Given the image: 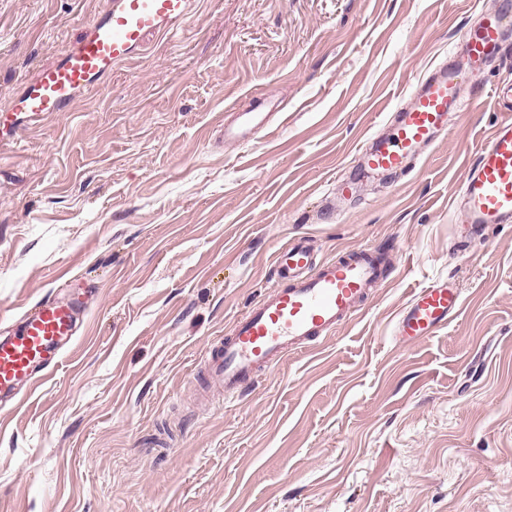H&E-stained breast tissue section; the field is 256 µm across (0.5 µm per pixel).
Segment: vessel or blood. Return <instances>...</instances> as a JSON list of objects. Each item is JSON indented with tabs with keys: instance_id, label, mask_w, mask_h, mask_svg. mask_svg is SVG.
I'll list each match as a JSON object with an SVG mask.
<instances>
[{
	"instance_id": "vessel-or-blood-1",
	"label": "vessel or blood",
	"mask_w": 512,
	"mask_h": 512,
	"mask_svg": "<svg viewBox=\"0 0 512 512\" xmlns=\"http://www.w3.org/2000/svg\"><path fill=\"white\" fill-rule=\"evenodd\" d=\"M188 15L189 0H110L73 47L26 83L12 107L0 109V135L13 136L19 118L67 111L148 36L176 32ZM511 35L512 0H498L494 10L481 13L447 64L428 71L407 104L387 117L385 134L359 148L364 173L389 176L416 167L424 150L446 134L452 115L466 109L463 74L485 73ZM458 204L465 223L477 228L512 224V119L498 125L479 150L462 180ZM274 266L280 286L236 318L229 337L205 352L212 402L235 401L260 372L288 354L318 348L353 320L382 279L386 258L364 246L318 262L305 242L294 241L275 252ZM84 305L79 295L45 300L0 336V403L21 402L26 390L53 371L77 335ZM461 309V296L449 285L416 289L397 315L394 337L402 344L423 341Z\"/></svg>"
}]
</instances>
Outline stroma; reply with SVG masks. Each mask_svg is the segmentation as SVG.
I'll return each instance as SVG.
<instances>
[{
  "mask_svg": "<svg viewBox=\"0 0 512 512\" xmlns=\"http://www.w3.org/2000/svg\"><path fill=\"white\" fill-rule=\"evenodd\" d=\"M108 2L0 0V108ZM194 2L0 147V335L48 297L87 299L76 344L0 408V512H512V225L464 249L453 213L503 119L512 42L414 171L362 177L356 159L497 0ZM240 112L270 125L225 139ZM297 238L400 267L318 349L199 401L205 349ZM439 281L461 313L397 343L411 292Z\"/></svg>",
  "mask_w": 512,
  "mask_h": 512,
  "instance_id": "stroma-1",
  "label": "stroma"
}]
</instances>
